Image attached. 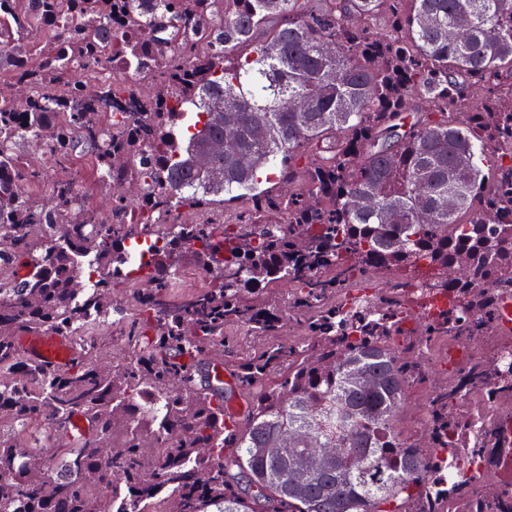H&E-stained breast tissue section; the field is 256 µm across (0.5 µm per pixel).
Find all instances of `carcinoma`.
Here are the masks:
<instances>
[{
  "mask_svg": "<svg viewBox=\"0 0 512 512\" xmlns=\"http://www.w3.org/2000/svg\"><path fill=\"white\" fill-rule=\"evenodd\" d=\"M4 1L0 512H512L492 477L447 479L448 453H484L471 423L512 407V369L473 359L424 437L396 428L424 352L494 330L512 289V0ZM86 162L115 189L103 214ZM184 259L208 285L179 297ZM401 270L447 298L406 344L416 294L346 300ZM276 283L285 312L247 297ZM128 304L114 349L98 329ZM48 333L68 368L21 348ZM76 415L89 432L65 441Z\"/></svg>",
  "mask_w": 512,
  "mask_h": 512,
  "instance_id": "1",
  "label": "carcinoma"
}]
</instances>
